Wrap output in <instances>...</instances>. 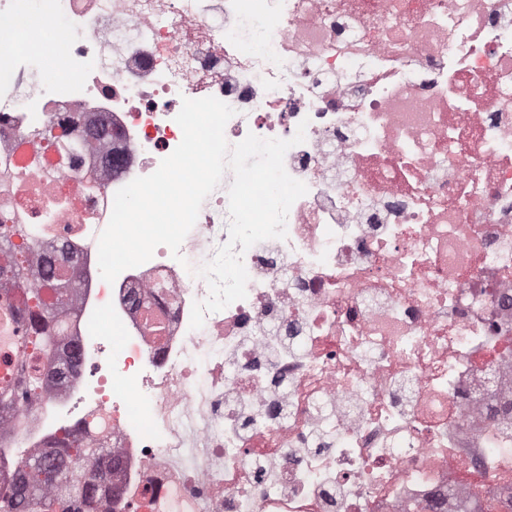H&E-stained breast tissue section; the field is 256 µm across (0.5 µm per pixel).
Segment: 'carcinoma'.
<instances>
[{
  "mask_svg": "<svg viewBox=\"0 0 512 512\" xmlns=\"http://www.w3.org/2000/svg\"><path fill=\"white\" fill-rule=\"evenodd\" d=\"M107 130L96 131L69 144L66 152L71 162L79 160L91 146L89 139L100 140ZM20 236L26 245L15 246L11 236ZM39 247L36 224L0 222V274L6 278L0 285V299L8 310L18 342L3 363L11 367L21 358H33L37 364L16 383L0 390V410L26 403L44 390L45 376L50 374L67 381L79 363L78 349L59 357L61 328L56 311L74 301V285L65 257L66 248L46 251L42 256L43 287H29V264L26 254ZM19 469L25 479L0 486V512H94L101 506V487L112 478L118 463L112 449L64 437L51 448L35 451L23 458Z\"/></svg>",
  "mask_w": 512,
  "mask_h": 512,
  "instance_id": "obj_1",
  "label": "carcinoma"
}]
</instances>
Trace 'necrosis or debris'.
Returning <instances> with one entry per match:
<instances>
[{
  "instance_id": "1",
  "label": "necrosis or debris",
  "mask_w": 512,
  "mask_h": 512,
  "mask_svg": "<svg viewBox=\"0 0 512 512\" xmlns=\"http://www.w3.org/2000/svg\"><path fill=\"white\" fill-rule=\"evenodd\" d=\"M18 10L0 0V161L68 199L45 244L79 267L58 318L82 358L0 421V484L70 431L121 460L112 512H512V0H38L72 32L61 83L15 48ZM208 96L232 145L306 123L284 165L308 192L194 330L232 173L182 260L108 283L98 236ZM90 122L112 136L76 174L58 145Z\"/></svg>"
}]
</instances>
